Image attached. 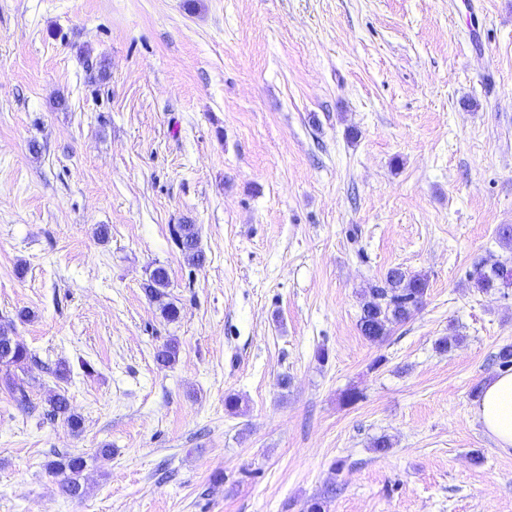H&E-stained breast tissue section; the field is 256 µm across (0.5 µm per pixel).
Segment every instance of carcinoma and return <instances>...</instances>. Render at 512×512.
Wrapping results in <instances>:
<instances>
[{
  "label": "carcinoma",
  "instance_id": "cac0c4a2",
  "mask_svg": "<svg viewBox=\"0 0 512 512\" xmlns=\"http://www.w3.org/2000/svg\"><path fill=\"white\" fill-rule=\"evenodd\" d=\"M172 235L181 251L190 258L202 261L203 254L198 246V234L193 224H176ZM469 278L474 287L483 293L512 287V260L474 263ZM169 286L168 271L159 266L154 268L144 283L145 294L150 298L164 295ZM428 284L420 275H409L401 268H391L386 273L382 285L370 289L371 300L363 304L358 319L361 335L372 343L383 340L388 335L390 325L404 322L418 311L427 294ZM33 361L32 353L20 342L0 330V372H5L7 388L13 401L19 406L29 403L24 385L11 374V369H22ZM50 415L62 417L70 429H81V417L69 412L64 395L55 394L50 399ZM56 459L48 464L49 472L59 477L60 490L69 498H81L85 490L80 482L84 469L83 457L68 452L55 453Z\"/></svg>",
  "mask_w": 512,
  "mask_h": 512
}]
</instances>
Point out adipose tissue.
<instances>
[{"mask_svg":"<svg viewBox=\"0 0 512 512\" xmlns=\"http://www.w3.org/2000/svg\"><path fill=\"white\" fill-rule=\"evenodd\" d=\"M472 413L499 447L511 448L512 373H502L487 381Z\"/></svg>","mask_w":512,"mask_h":512,"instance_id":"obj_1","label":"adipose tissue"}]
</instances>
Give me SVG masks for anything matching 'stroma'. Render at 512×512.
<instances>
[{"instance_id":"1","label":"stroma","mask_w":512,"mask_h":512,"mask_svg":"<svg viewBox=\"0 0 512 512\" xmlns=\"http://www.w3.org/2000/svg\"><path fill=\"white\" fill-rule=\"evenodd\" d=\"M503 224L512 0H0V328L36 357L29 409L0 386V512H512L471 413L512 344L468 276ZM393 267L429 287L374 344ZM172 235L181 251L190 259L194 258L202 262L203 254L198 246V234L193 224H176L172 229ZM49 402L51 407V411H49L50 415L54 417L62 415V418L73 432L80 431L82 419L69 412L68 403L64 395L54 394L49 399ZM56 460L48 464L49 472L59 477L60 490L69 498H81L85 490L80 482V475L85 461L82 456L68 452H55Z\"/></svg>"}]
</instances>
